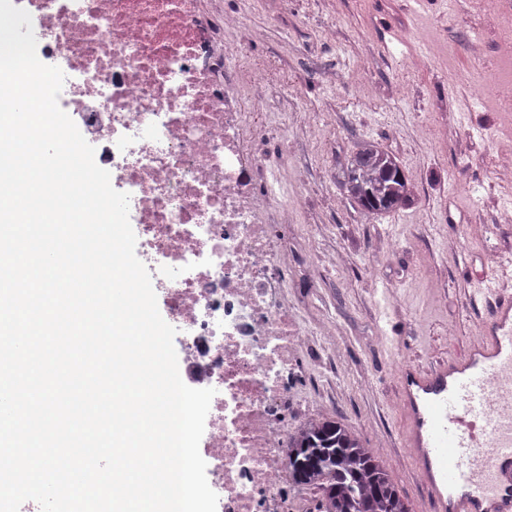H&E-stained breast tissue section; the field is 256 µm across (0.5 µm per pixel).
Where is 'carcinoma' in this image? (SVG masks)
<instances>
[{"label": "carcinoma", "mask_w": 512, "mask_h": 512, "mask_svg": "<svg viewBox=\"0 0 512 512\" xmlns=\"http://www.w3.org/2000/svg\"><path fill=\"white\" fill-rule=\"evenodd\" d=\"M340 195L368 215L413 201V185L396 156L375 141L359 142L342 167ZM292 484L314 491L315 512H411L388 466L348 426L328 418L305 420L288 441Z\"/></svg>", "instance_id": "obj_1"}]
</instances>
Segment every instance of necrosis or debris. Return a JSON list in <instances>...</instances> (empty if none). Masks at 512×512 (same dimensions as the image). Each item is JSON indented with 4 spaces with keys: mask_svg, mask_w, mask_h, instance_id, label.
<instances>
[{
    "mask_svg": "<svg viewBox=\"0 0 512 512\" xmlns=\"http://www.w3.org/2000/svg\"><path fill=\"white\" fill-rule=\"evenodd\" d=\"M59 67L62 110L80 118L118 191L182 336L184 383L212 388L210 487L218 512H288L289 378L307 341L280 281L288 241L273 232L288 199L252 140L264 135L266 81L198 0H24Z\"/></svg>",
    "mask_w": 512,
    "mask_h": 512,
    "instance_id": "4bbe7bcc",
    "label": "necrosis or debris"
}]
</instances>
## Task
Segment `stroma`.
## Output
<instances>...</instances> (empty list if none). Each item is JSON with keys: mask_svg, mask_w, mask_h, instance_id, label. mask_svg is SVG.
<instances>
[{"mask_svg": "<svg viewBox=\"0 0 512 512\" xmlns=\"http://www.w3.org/2000/svg\"><path fill=\"white\" fill-rule=\"evenodd\" d=\"M488 0L461 21L448 0H250L233 46L264 69L270 132L257 153L286 159L287 283L309 342L290 385L299 418L325 415L380 451L412 512H428L401 437L397 372L470 341L490 306L478 281L512 259L494 173L512 127L477 81L469 43ZM341 86L320 80L323 69ZM448 110V125L434 120ZM371 139L394 153L416 203L369 218L341 200L336 164Z\"/></svg>", "mask_w": 512, "mask_h": 512, "instance_id": "obj_1", "label": "stroma"}]
</instances>
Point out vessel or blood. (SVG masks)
I'll return each instance as SVG.
<instances>
[{
	"label": "vessel or blood",
	"mask_w": 512,
	"mask_h": 512,
	"mask_svg": "<svg viewBox=\"0 0 512 512\" xmlns=\"http://www.w3.org/2000/svg\"><path fill=\"white\" fill-rule=\"evenodd\" d=\"M481 334L399 372L405 443L432 512H512V290L488 280Z\"/></svg>",
	"instance_id": "obj_1"
}]
</instances>
